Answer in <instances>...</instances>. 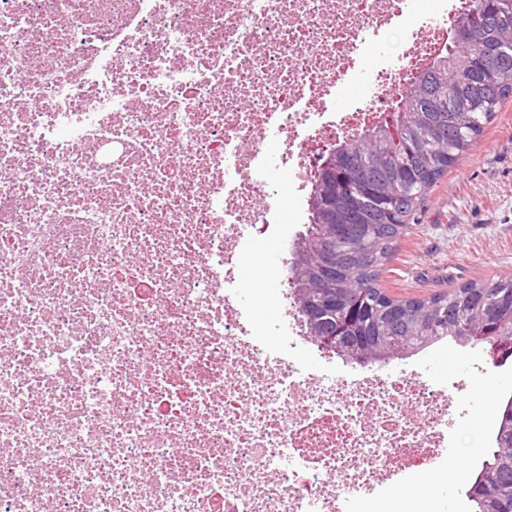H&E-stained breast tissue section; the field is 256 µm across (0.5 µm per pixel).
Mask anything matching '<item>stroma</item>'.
Segmentation results:
<instances>
[{"instance_id": "1", "label": "stroma", "mask_w": 512, "mask_h": 512, "mask_svg": "<svg viewBox=\"0 0 512 512\" xmlns=\"http://www.w3.org/2000/svg\"><path fill=\"white\" fill-rule=\"evenodd\" d=\"M272 237L250 243L238 273L255 297L249 321L255 344L270 342L277 315L270 287L287 279L290 257L278 237L294 241L306 230L291 223L284 201L273 202ZM512 278V99L456 165L432 186L379 266L378 286L395 299H422L468 282ZM412 370L432 388L462 384L454 396L449 445L431 470L384 479L370 495L352 501L353 512H408L412 501L433 512H470L466 491L495 446L499 408L512 396V358L494 366L484 343L453 339L410 356Z\"/></svg>"}]
</instances>
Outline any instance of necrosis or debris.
Returning <instances> with one entry per match:
<instances>
[{
    "mask_svg": "<svg viewBox=\"0 0 512 512\" xmlns=\"http://www.w3.org/2000/svg\"><path fill=\"white\" fill-rule=\"evenodd\" d=\"M433 2L0 0V512H348L430 464L448 395L253 344L237 268L273 174L302 223L447 48Z\"/></svg>",
    "mask_w": 512,
    "mask_h": 512,
    "instance_id": "4bbe7bcc",
    "label": "necrosis or debris"
}]
</instances>
